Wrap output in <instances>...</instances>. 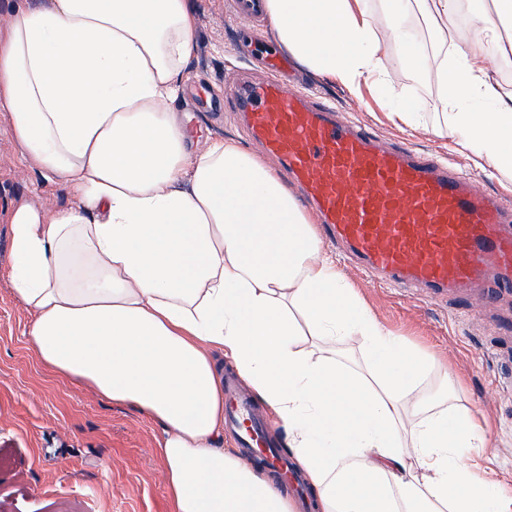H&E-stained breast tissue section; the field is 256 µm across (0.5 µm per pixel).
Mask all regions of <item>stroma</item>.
Segmentation results:
<instances>
[{
	"mask_svg": "<svg viewBox=\"0 0 512 512\" xmlns=\"http://www.w3.org/2000/svg\"><path fill=\"white\" fill-rule=\"evenodd\" d=\"M195 54L186 69L183 120L194 131L195 149L213 138L247 145L241 113L205 111L202 101L222 97L247 76L254 61L242 52L243 23L233 0H194ZM377 31L388 46L382 67L388 90L351 87L294 71L303 90L336 109L338 119L362 124L381 140L454 163L459 173L477 179L489 191L512 194V174L491 168L456 142L433 132L438 109L439 55L421 16L406 28L422 58L412 67L389 41L384 21ZM457 49L484 56L489 75L512 91V68L495 60L502 44L512 42V24L502 30L501 45L483 43L467 10L448 28ZM400 107L425 116L412 128L390 113ZM58 184L46 182L15 142L8 113L0 112V512H172L164 465L155 452L161 425L133 407L116 404L44 365L31 351L32 315L15 295L10 279V215L20 203L48 210L72 204ZM374 317L420 353L437 359L421 377L415 395L422 409H465L487 423L479 462L488 479L512 486V295L493 308L476 292L423 300L402 288L382 287L358 272L345 252L322 244ZM452 372L455 386L444 374Z\"/></svg>",
	"mask_w": 512,
	"mask_h": 512,
	"instance_id": "1",
	"label": "stroma"
}]
</instances>
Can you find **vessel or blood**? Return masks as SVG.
<instances>
[{"instance_id": "b4317fda", "label": "vessel or blood", "mask_w": 512, "mask_h": 512, "mask_svg": "<svg viewBox=\"0 0 512 512\" xmlns=\"http://www.w3.org/2000/svg\"><path fill=\"white\" fill-rule=\"evenodd\" d=\"M233 105L250 136L300 185L328 240L381 283L421 288L429 298L473 284L512 293V222L503 194L431 155L377 143L277 78L245 85ZM224 423L246 463L264 457L290 483V461L268 450L267 430L234 375L224 378Z\"/></svg>"}]
</instances>
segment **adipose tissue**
I'll list each match as a JSON object with an SVG mask.
<instances>
[{
    "instance_id": "ef3b65f1",
    "label": "adipose tissue",
    "mask_w": 512,
    "mask_h": 512,
    "mask_svg": "<svg viewBox=\"0 0 512 512\" xmlns=\"http://www.w3.org/2000/svg\"><path fill=\"white\" fill-rule=\"evenodd\" d=\"M394 41L425 9L467 5L499 42L512 0H382ZM280 41L321 75L383 87L364 0H266ZM192 0H17L0 32V110L72 205L11 216L15 293L32 351L58 374L159 422L173 512H294L269 478L221 448L220 350L288 433L317 512H512L487 480L468 413L411 418L426 360L386 330L325 255L305 211L235 142L197 153L179 117L194 53ZM438 134L512 172V92L486 63L443 51ZM361 337L372 378L329 344Z\"/></svg>"
}]
</instances>
